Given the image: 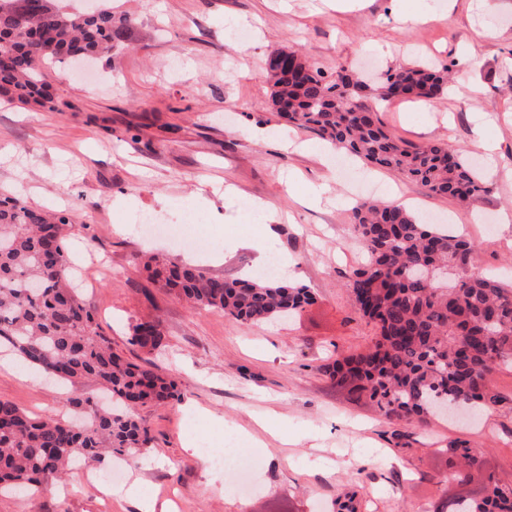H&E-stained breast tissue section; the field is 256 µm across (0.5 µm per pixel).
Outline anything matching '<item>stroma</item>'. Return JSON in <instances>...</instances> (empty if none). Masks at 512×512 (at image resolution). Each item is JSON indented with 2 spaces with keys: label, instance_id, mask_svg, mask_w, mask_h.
Here are the masks:
<instances>
[{
  "label": "stroma",
  "instance_id": "1",
  "mask_svg": "<svg viewBox=\"0 0 512 512\" xmlns=\"http://www.w3.org/2000/svg\"><path fill=\"white\" fill-rule=\"evenodd\" d=\"M112 9L130 27L111 60L45 71L52 92L72 104L64 116L0 99V192L39 208L80 201L67 248L77 259L112 264L111 273L94 272L82 297L114 350L143 363L149 356L132 343L131 328L161 322L166 346L154 358L176 376L182 400L139 409L153 441L130 459L129 481L157 504L174 503L175 512H333L343 488L360 491L363 512H432L446 495L447 449L457 440L485 454L486 472L472 488L483 487L489 472L512 480V412H486L468 424L395 425L318 370L364 351L376 334L347 287L363 260L349 218L355 199L396 187L418 203L419 216L440 218L476 243L471 272L512 281V224L500 221L501 210L512 209V0H357L349 10L329 0H112ZM482 21L495 38L477 34ZM240 28L250 30L248 42L236 38ZM283 47L303 49L330 73L348 63L364 71L418 59L451 64L453 93L379 111L396 136L447 143L483 170L487 158L472 146L473 118L481 116L503 174L490 182L480 216L394 172L358 160L336 166L315 152V134L274 118L264 61ZM89 73L99 91L80 90ZM228 184L234 194H225ZM252 200L287 213L273 236H265L260 213H246ZM141 211L170 224L194 217V231L217 247L199 255L163 236H139L131 218ZM260 236L272 258L290 259L285 279L315 296L285 322L237 325L159 288L146 267L156 256L237 279L258 255L225 254L224 239ZM8 355L0 349V400L28 413L68 419L69 397L98 393L92 379L70 385L33 368H4ZM201 409L217 423L199 419ZM264 415L278 436L262 434ZM228 432L262 438L249 449L257 468L242 495L223 494V470L184 449L201 433L223 454ZM0 512L141 506L90 488L50 487L33 496L0 493Z\"/></svg>",
  "mask_w": 512,
  "mask_h": 512
}]
</instances>
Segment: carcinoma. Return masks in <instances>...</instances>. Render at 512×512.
<instances>
[{
  "instance_id": "obj_1",
  "label": "carcinoma",
  "mask_w": 512,
  "mask_h": 512,
  "mask_svg": "<svg viewBox=\"0 0 512 512\" xmlns=\"http://www.w3.org/2000/svg\"><path fill=\"white\" fill-rule=\"evenodd\" d=\"M129 22L110 6L87 12L52 7L49 0H0V95L63 114L72 105L49 93L43 69L110 56ZM266 70L269 108L288 124L437 196L470 205L490 193L477 168L448 144L396 139L371 105L443 96L449 65L391 67L368 83L344 66L328 76L300 50L281 48L268 55ZM77 219L75 211L53 213L0 193V347L63 380L96 379L112 394V406L77 397L72 405L82 417L65 420L34 417L0 400V490L34 493L62 481L78 461L149 447L136 409L180 396L175 375L125 360L100 332L73 284L66 229ZM350 221L367 262L353 270L347 287L378 336L365 352L318 370L397 424L427 422L438 403L475 415L512 411V397L487 385L491 373L512 366V286L469 272L473 241L400 206L357 201ZM154 263L161 287L241 325L295 315L313 301L307 286L276 278L229 281L198 265ZM164 339L158 321L132 326V342L149 352ZM448 452L459 461L448 472L450 486L468 483L471 471L484 467L483 456L464 442ZM336 512H359L357 492L339 495ZM433 512H512V482L490 475L482 494L450 495Z\"/></svg>"
}]
</instances>
